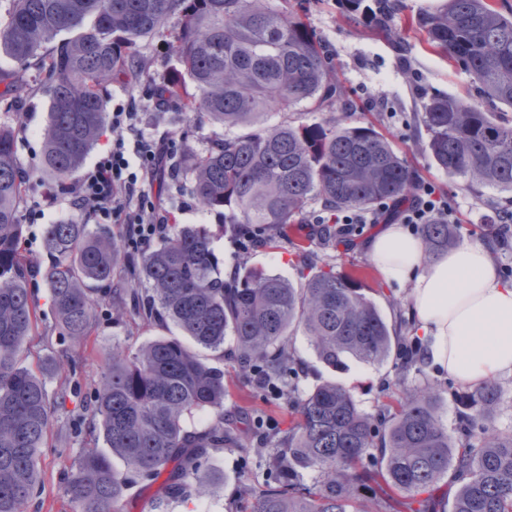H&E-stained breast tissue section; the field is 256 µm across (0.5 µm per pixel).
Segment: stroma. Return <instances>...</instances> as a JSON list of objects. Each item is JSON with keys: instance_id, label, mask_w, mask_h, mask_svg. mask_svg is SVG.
<instances>
[{"instance_id": "35a3bbf8", "label": "stroma", "mask_w": 512, "mask_h": 512, "mask_svg": "<svg viewBox=\"0 0 512 512\" xmlns=\"http://www.w3.org/2000/svg\"><path fill=\"white\" fill-rule=\"evenodd\" d=\"M441 2L391 0L389 32L384 35L344 15L338 0H306V20L334 58L333 80L344 101L322 110L303 109L300 119L309 124H331L347 116L354 122L375 125L417 169L420 180L434 183L447 196L453 217L459 222V241L478 242L482 239L480 225L495 223L500 213L512 209V193L488 187L477 193L467 190L463 180L448 177L432 167L425 153L418 115L427 97L433 93L461 97L476 93L472 76L436 54L418 25L419 18L434 11ZM140 54L145 61L144 80L135 87L125 77H114L107 87L106 105L125 102L128 95H135L143 132L169 134L176 145L186 144L195 153H204L214 138L223 135L222 127L205 120L186 121L177 107L158 109L150 101L154 83L178 72L176 43L167 36H152L142 43ZM48 108L49 98L41 87L10 109L0 108V123L19 130L16 156L24 169L33 170L41 164ZM167 198V211L179 223L207 229L225 267H232L241 257L248 265L295 284L300 281L301 266L305 263L318 266L327 262L341 273L365 268L368 298L390 323L398 325L406 343L418 342L407 305L412 283H389L367 253L366 243L379 232V225L366 224L352 231L353 247L347 251L341 249L328 254L312 241L303 258L298 256L294 244L284 242L275 248L256 247L242 254L235 237L225 231L218 217L193 198L185 183L172 184ZM38 207L45 210L44 223L24 226V252L33 261L43 254L45 224L72 216L66 200L47 204L41 191L29 194L20 211L26 214ZM32 296L39 319L25 346L27 360L33 367L42 368L49 392L64 390L68 398L52 417L50 442L43 448L38 462V492L29 500L25 512H76L77 506L65 489L72 467L84 451L92 445L99 449L104 446L103 440H90L84 409L112 361L113 347L123 345L134 350L156 338L176 336L178 330L145 323L115 306H102L97 310V324L90 338L94 353L89 356L55 331L47 288L33 289ZM291 349L303 368L299 377L301 390H309L325 380L339 382L351 392L359 408L377 420L386 395L396 391L400 377L404 376L409 386L429 384L438 389L443 398L442 420L448 428L456 426L451 396L455 381L435 375L432 365L405 375L391 359L375 365L352 360L347 369L336 371L317 359L300 330L291 338ZM233 359L234 341L230 338L224 341L223 355L207 356L208 363L224 373V421L239 424L240 445L209 449L199 468L207 477L201 493L183 502H170L159 511L155 502L163 493L161 481L136 479L121 499L119 512H241L247 491L259 489L263 484L267 477L266 459L288 418V403L257 381L238 377Z\"/></svg>"}]
</instances>
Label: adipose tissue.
Listing matches in <instances>:
<instances>
[{
	"label": "adipose tissue",
	"mask_w": 512,
	"mask_h": 512,
	"mask_svg": "<svg viewBox=\"0 0 512 512\" xmlns=\"http://www.w3.org/2000/svg\"><path fill=\"white\" fill-rule=\"evenodd\" d=\"M367 252L388 281L412 282L409 306L438 373L473 386L512 374V285L488 246L468 242L430 261L421 238L386 224Z\"/></svg>",
	"instance_id": "obj_1"
}]
</instances>
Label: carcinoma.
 <instances>
[{
    "label": "carcinoma",
    "instance_id": "cac0c4a2",
    "mask_svg": "<svg viewBox=\"0 0 512 512\" xmlns=\"http://www.w3.org/2000/svg\"><path fill=\"white\" fill-rule=\"evenodd\" d=\"M0 51L48 80L49 119L42 169L58 187L83 166L105 129L103 82L144 75L138 48L167 33L177 43L189 82L163 84L169 102L190 119L206 118L230 134L202 155L174 164L172 180L248 245L275 247L288 230L310 226L326 250L343 243L331 218L349 209L399 203L417 171L371 124L265 125L264 114L340 101L333 59L304 17L266 0H10ZM341 8L389 34L388 0H341ZM430 44L469 72L478 97L435 95L420 115L431 164L466 187L512 192V121L490 111L512 109V13L491 0H444L420 18ZM13 97L31 91L25 74L0 72ZM32 174L15 153V129L0 124V512H25L39 486L38 460L64 391L49 393L24 365V344L38 322L29 285L48 288L62 335L85 344L94 303L115 302L143 321L179 328L197 346L224 348L234 337L237 371L278 385L291 372L290 330L300 328L318 360L339 369L345 359L380 364L391 354L403 372L423 362L404 346L367 298L361 277L323 265L288 280L236 264L224 277L206 231L174 225L156 247L119 249L115 234L93 231L84 215L46 225L43 259L23 252L19 207ZM322 205L323 218L307 207ZM425 252L436 256L457 240L455 224H424ZM128 279L145 288H114ZM503 386L490 381L456 394L460 437L453 441L430 388L388 401L375 423L348 389L322 382L300 396L288 391L289 426L269 458L272 483L251 495L244 512H439L437 485L457 486L448 512H512V430L480 434L470 424L491 414ZM214 412L202 430L186 419ZM89 428L108 451L85 452L67 485L78 512H117L128 480L167 474L164 498L200 491L199 463L210 448L237 436L224 427V372L177 337L112 354ZM119 458L127 474L116 471ZM314 470L307 483L299 475Z\"/></svg>",
    "mask_w": 512,
    "mask_h": 512
}]
</instances>
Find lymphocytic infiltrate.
<instances>
[{"mask_svg": "<svg viewBox=\"0 0 512 512\" xmlns=\"http://www.w3.org/2000/svg\"><path fill=\"white\" fill-rule=\"evenodd\" d=\"M138 112L134 107L113 106L110 124L116 136L111 148L71 186L72 209L84 208L98 224H121L142 245L163 239L169 232L164 209L153 199L152 187L164 184L171 171L174 141L165 135L137 133L126 140V130L134 129ZM452 210L446 198L431 183H423L410 204L397 208L379 207L372 212H350L341 224L449 223Z\"/></svg>", "mask_w": 512, "mask_h": 512, "instance_id": "lymphocytic-infiltrate-1", "label": "lymphocytic infiltrate"}]
</instances>
